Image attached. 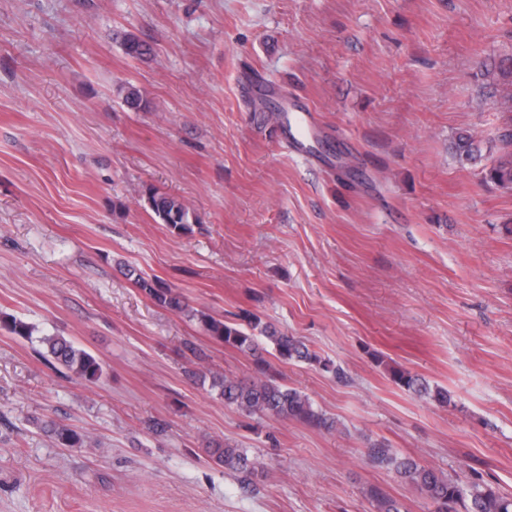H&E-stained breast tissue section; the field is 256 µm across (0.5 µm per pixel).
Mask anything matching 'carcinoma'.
<instances>
[{
    "mask_svg": "<svg viewBox=\"0 0 512 512\" xmlns=\"http://www.w3.org/2000/svg\"><path fill=\"white\" fill-rule=\"evenodd\" d=\"M122 47L126 55L135 59H145L151 55L149 44L132 33L122 36ZM486 83L483 87L494 94L501 86L512 87V56L506 55L493 61L484 71ZM125 104L138 111L146 106V100L139 89L127 85L121 89ZM506 118L499 135L505 153L490 167L485 169V177L500 188L512 191V93L501 102ZM452 150L457 163L463 167L481 160V148L476 137L469 132H461L452 142ZM149 208L158 224H166L180 235L194 232L193 226L200 224L199 216L178 197L153 190L148 196ZM134 284L156 305L174 312L197 318L202 330L213 340L242 352L256 353L258 339L263 338L272 344L277 357L284 363L315 362L312 353L303 339L277 329L271 324H261L257 316L244 313L238 319L215 318L194 309L189 301L177 290L158 279H147L141 274L128 270ZM0 329L22 339L32 337L33 327L15 317L0 319ZM39 342L43 351L39 355L55 369L65 371L77 380L94 384L101 378L103 367L100 360L89 350L75 345L63 336H42ZM260 363L259 374L250 379L228 378L221 375H198L210 378L211 389L224 399V404L235 408L247 417L266 416L282 422H300L318 429L331 431L335 421L315 410L310 398L302 391L280 381L279 374L271 366ZM391 381L410 392L425 397L440 406L451 403L448 389L430 385L426 380L402 368L388 370ZM36 427L48 435L59 448H81L85 436L72 427L47 416H33ZM207 452L213 462L226 469L246 474L255 471L247 454L237 445L210 441ZM369 461L377 466L388 467L405 483L420 492L433 507V512H455L456 506L470 502L467 512H512V498L500 495L488 486L473 484L469 487L452 481L435 469L417 461L398 456L383 442L372 443L366 448ZM367 494L374 512H401L399 502L377 488Z\"/></svg>",
    "mask_w": 512,
    "mask_h": 512,
    "instance_id": "cac0c4a2",
    "label": "carcinoma"
}]
</instances>
